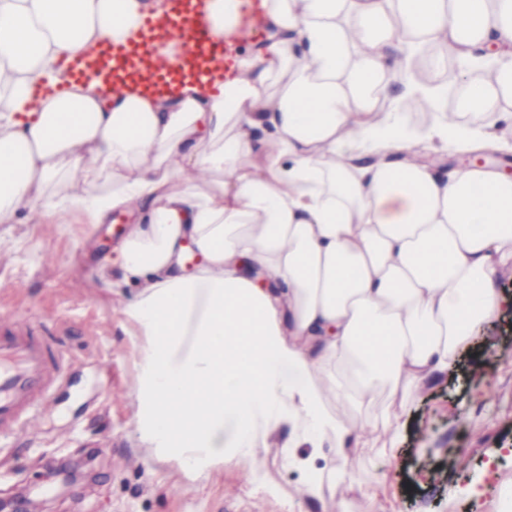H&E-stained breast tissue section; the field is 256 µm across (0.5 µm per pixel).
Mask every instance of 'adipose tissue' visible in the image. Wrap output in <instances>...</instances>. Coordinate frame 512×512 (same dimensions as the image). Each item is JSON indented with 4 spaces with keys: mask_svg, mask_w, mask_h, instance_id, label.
<instances>
[{
    "mask_svg": "<svg viewBox=\"0 0 512 512\" xmlns=\"http://www.w3.org/2000/svg\"><path fill=\"white\" fill-rule=\"evenodd\" d=\"M262 8L266 41L237 55V75L116 101L58 63L122 39L162 0H0V223L131 217L116 260L139 287L124 313L141 341L136 431L155 457L203 472L285 426L335 449L350 487L375 397L405 400L451 373L502 305L512 178L441 173L416 144L466 147L512 115V0ZM420 43L437 65L491 68L453 112L438 96L425 126L382 111L388 72ZM44 79L68 89L27 111ZM189 245L202 260L191 276Z\"/></svg>",
    "mask_w": 512,
    "mask_h": 512,
    "instance_id": "ef3b65f1",
    "label": "adipose tissue"
}]
</instances>
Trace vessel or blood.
<instances>
[{"label":"vessel or blood","mask_w":512,"mask_h":512,"mask_svg":"<svg viewBox=\"0 0 512 512\" xmlns=\"http://www.w3.org/2000/svg\"><path fill=\"white\" fill-rule=\"evenodd\" d=\"M167 9L147 16L118 43L104 41L95 57L70 60L65 68L81 79L88 70L110 75L109 88L121 97L136 84L150 94L176 96L186 80L233 66L238 48L259 29L261 0H240L233 36L218 41L198 22L202 0H167ZM65 352L38 336L28 321L0 319V444L33 434L54 393L67 382Z\"/></svg>","instance_id":"vessel-or-blood-1"}]
</instances>
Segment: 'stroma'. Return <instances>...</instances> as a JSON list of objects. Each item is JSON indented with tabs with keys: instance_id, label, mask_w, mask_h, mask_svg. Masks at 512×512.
Here are the masks:
<instances>
[{
	"instance_id": "35a3bbf8",
	"label": "stroma",
	"mask_w": 512,
	"mask_h": 512,
	"mask_svg": "<svg viewBox=\"0 0 512 512\" xmlns=\"http://www.w3.org/2000/svg\"><path fill=\"white\" fill-rule=\"evenodd\" d=\"M129 217L108 224L0 223V314L41 319L63 345L69 382L34 437L0 446V499L38 497L41 512H324L347 495L351 512H499L494 491L512 482V273L497 288L503 307L452 375L420 400L379 401L404 424L393 454L353 449L358 482L344 490L325 448L292 447L288 427L238 464L198 475L154 459L139 442L134 383L141 343L123 314L136 285L102 266ZM469 436L457 451L458 418ZM324 472L321 494L303 498L304 465Z\"/></svg>"
}]
</instances>
